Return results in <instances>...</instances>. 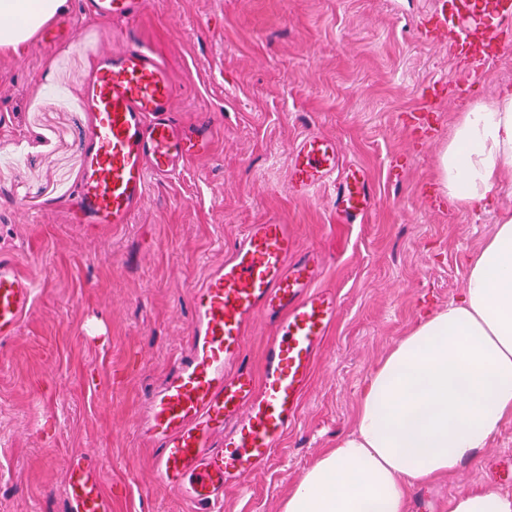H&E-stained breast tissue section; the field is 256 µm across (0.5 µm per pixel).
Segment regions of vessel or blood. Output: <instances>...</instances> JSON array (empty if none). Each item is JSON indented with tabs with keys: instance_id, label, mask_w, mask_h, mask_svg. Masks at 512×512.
<instances>
[{
	"instance_id": "obj_1",
	"label": "vessel or blood",
	"mask_w": 512,
	"mask_h": 512,
	"mask_svg": "<svg viewBox=\"0 0 512 512\" xmlns=\"http://www.w3.org/2000/svg\"><path fill=\"white\" fill-rule=\"evenodd\" d=\"M138 0H81L90 18H128ZM428 21L449 32L465 71L481 69L512 46V0H433ZM96 72L83 90L90 116L71 210L79 223L126 224L153 180L213 155V131L200 118L182 125L177 87L162 58L143 44L94 52ZM336 147L318 135L296 148L292 186L309 194L336 183L339 221L356 223L371 204L365 180L337 175ZM286 224H253L224 264L191 294V343L145 400L138 432L154 450L158 479L192 512H214L229 486L244 487L296 425L321 345L336 318V294L312 286L323 262L295 258ZM34 301V283L0 256V342L13 337ZM265 319L274 334L260 370L244 358L249 330ZM68 512H111L96 460L80 458L65 486Z\"/></svg>"
}]
</instances>
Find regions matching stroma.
Here are the masks:
<instances>
[{
	"label": "stroma",
	"instance_id": "35a3bbf8",
	"mask_svg": "<svg viewBox=\"0 0 512 512\" xmlns=\"http://www.w3.org/2000/svg\"><path fill=\"white\" fill-rule=\"evenodd\" d=\"M432 0H139L130 20H95L53 52L0 55V251L35 279V302L0 342V512H66L74 461L96 457L112 512H186L137 432L142 403L189 343L191 289L252 224H291L335 291L298 422L219 512H281L324 449L351 431L370 370L424 313L459 300L466 259L512 213V172L480 208L449 202L437 159L461 112L512 89V49L464 74L422 37ZM157 48L184 123L205 112L214 156L152 185L130 223H76L81 92L92 48L128 36ZM60 86L43 95L40 83ZM321 135L340 172L360 168L373 206L336 221L331 187H291L294 151ZM512 420L479 460L413 491L408 512H448L487 484L512 495L499 462Z\"/></svg>",
	"mask_w": 512,
	"mask_h": 512
}]
</instances>
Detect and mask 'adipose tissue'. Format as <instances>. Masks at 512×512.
<instances>
[{
  "instance_id": "obj_1",
  "label": "adipose tissue",
  "mask_w": 512,
  "mask_h": 512,
  "mask_svg": "<svg viewBox=\"0 0 512 512\" xmlns=\"http://www.w3.org/2000/svg\"><path fill=\"white\" fill-rule=\"evenodd\" d=\"M69 0H0V51L34 40ZM512 166V91L473 103L439 150L438 179L470 210ZM459 301L419 318L369 373L350 433L293 488L282 512H405L409 488L452 473L512 417V215L467 260ZM450 512H512L489 484Z\"/></svg>"
}]
</instances>
